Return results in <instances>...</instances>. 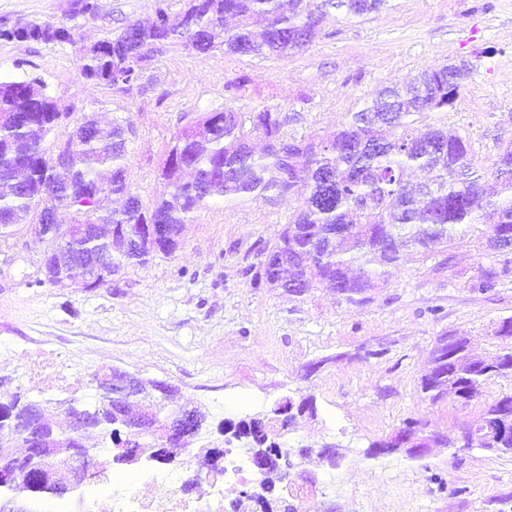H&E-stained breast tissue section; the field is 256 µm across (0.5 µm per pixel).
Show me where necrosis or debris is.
Segmentation results:
<instances>
[{
	"label": "necrosis or debris",
	"instance_id": "4bbe7bcc",
	"mask_svg": "<svg viewBox=\"0 0 512 512\" xmlns=\"http://www.w3.org/2000/svg\"><path fill=\"white\" fill-rule=\"evenodd\" d=\"M167 491H159L161 481ZM269 482L247 451L225 450L215 467L198 468L190 454L168 460H148L137 473L116 469L101 475L100 501L111 512H252L254 497L264 495ZM326 495L321 482L286 479L279 512H314Z\"/></svg>",
	"mask_w": 512,
	"mask_h": 512
}]
</instances>
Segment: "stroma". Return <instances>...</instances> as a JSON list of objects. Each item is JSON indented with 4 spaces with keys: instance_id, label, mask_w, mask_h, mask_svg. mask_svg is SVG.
<instances>
[{
    "instance_id": "1",
    "label": "stroma",
    "mask_w": 512,
    "mask_h": 512,
    "mask_svg": "<svg viewBox=\"0 0 512 512\" xmlns=\"http://www.w3.org/2000/svg\"><path fill=\"white\" fill-rule=\"evenodd\" d=\"M76 0H0V25L19 19L73 23V41L58 47L0 39V81L40 76L60 111L129 117V178L145 203L164 190L166 143L193 118L225 105L248 112L284 104L297 116L288 133L322 136L362 109L373 92L418 71L473 62L445 112L423 124L447 127L488 168L512 144V0H392L361 20L327 16L305 52L253 58L215 51L198 56L174 42L147 62L140 82L122 90L86 79L84 50L152 14V0H99L94 17L74 16ZM249 75L246 89L232 81ZM299 206L285 197L210 204L187 224L169 258L125 268L106 287L87 290L46 282L41 248L25 231L0 241V377L6 389L41 399L26 378L28 357H56L90 394L98 370L117 367L174 387V402L209 414L213 442L224 446L222 421L239 422L286 401L313 396L315 415L288 429L293 450L333 443L332 468L308 457L299 473L335 482L320 512H512V459L482 449L436 446L420 462L366 457L369 442L405 419L447 432L471 421L477 405L422 402L435 337L452 330L495 351V322L512 316V252L487 254L476 233L422 260L405 257L387 285L350 304L320 288L302 298L251 285L250 266ZM504 275L479 293L482 267ZM381 350L360 357L361 346ZM343 361H336V354Z\"/></svg>"
}]
</instances>
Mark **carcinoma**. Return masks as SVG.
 Listing matches in <instances>:
<instances>
[{
    "label": "carcinoma",
    "mask_w": 512,
    "mask_h": 512,
    "mask_svg": "<svg viewBox=\"0 0 512 512\" xmlns=\"http://www.w3.org/2000/svg\"><path fill=\"white\" fill-rule=\"evenodd\" d=\"M389 0H182L178 12L170 0H154L147 24H130L90 46L81 72L114 88L139 81L151 54L171 41H181L196 54L286 57L308 48L317 38L329 9L366 19ZM0 39L63 45L72 28L28 21L0 27ZM473 63L461 61L423 70L403 84L384 87L371 101L350 112L341 128L317 138L288 136L295 115L288 109L262 106L245 114L233 107L204 112L179 131L164 153L161 175L166 191L145 205L128 178L127 143L135 134L126 117L102 125L92 116L75 121L72 131L48 147L62 113L42 78L0 81V238L16 234L24 221L46 220L51 206H66L73 224H110L119 231L134 227L138 242L113 250L92 234L73 233L64 250L101 264L114 275L156 257H171L182 244L183 226L215 200L269 202L295 196L299 208L275 239L257 251L251 266L252 286L282 289L304 297L317 288H331L348 303L366 301V294L386 284L402 254L429 258L452 246L457 236L476 232L484 243L512 245V145L493 164L494 186L474 170L471 146L443 127L418 126L429 112L447 111ZM263 151H254V142ZM69 183L80 194L56 196L57 185ZM500 278L495 267L481 269L472 288L487 291ZM431 370L421 378L420 399L431 404L450 397L471 405L496 379H512V346L491 355L475 352L467 336L442 334L431 348ZM49 398L35 399L16 390L0 392V502L29 512L25 501L62 498L59 460L85 449L87 464L97 472L131 466L145 458L168 461L175 448H190L208 425L209 415L197 408L199 422L186 429L183 442L168 443L163 423L128 425L114 415L126 410L99 393L84 400H57L68 417L83 428L60 425L47 416ZM315 414L313 398L288 400L237 424L235 438L260 468L286 470L291 451L274 441L304 413ZM477 422L494 426L491 435L467 423L446 433L430 432L416 419L390 435L403 448H424L438 441L448 448H497L512 458V391L481 409ZM98 444L86 446V433ZM29 448L22 458L14 448Z\"/></svg>",
    "instance_id": "1"
}]
</instances>
